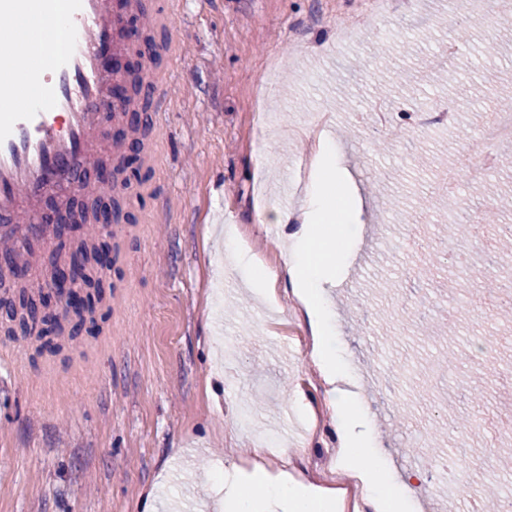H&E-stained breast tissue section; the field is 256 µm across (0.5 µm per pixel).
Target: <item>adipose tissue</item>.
<instances>
[{"label": "adipose tissue", "instance_id": "adipose-tissue-1", "mask_svg": "<svg viewBox=\"0 0 512 512\" xmlns=\"http://www.w3.org/2000/svg\"><path fill=\"white\" fill-rule=\"evenodd\" d=\"M64 27L63 13L35 12L19 18L17 26L0 29V40L18 48L14 81L27 84L32 70L44 64ZM318 176L310 186L305 206L297 211L272 209L274 223L294 226V247L279 271L258 275L256 292L278 302L280 281H287L302 303L312 336L311 357L327 386V402L338 415L337 451L333 468L354 473L363 488V501L371 512H411V489L396 478L374 450V435L355 393L345 389L349 365L335 345L336 318L325 299L324 288L347 255L346 247H332L327 228L347 227L362 221V208L349 189V180L337 162L333 142L320 135L313 153ZM223 512H336V491L296 481L291 474L268 472L260 463L225 473ZM259 489L254 498L243 497L244 488Z\"/></svg>", "mask_w": 512, "mask_h": 512}]
</instances>
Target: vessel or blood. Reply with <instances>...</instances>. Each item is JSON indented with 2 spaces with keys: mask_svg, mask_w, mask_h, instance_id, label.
Instances as JSON below:
<instances>
[{
  "mask_svg": "<svg viewBox=\"0 0 512 512\" xmlns=\"http://www.w3.org/2000/svg\"><path fill=\"white\" fill-rule=\"evenodd\" d=\"M69 37L32 75L28 104L0 113V216L14 219L0 250L21 252L44 232L41 204L62 186L83 188L97 163L103 126L126 104L112 99L123 80L127 48L117 0H66ZM111 47L115 66L104 69L100 52ZM17 53L0 45V103L13 102Z\"/></svg>",
  "mask_w": 512,
  "mask_h": 512,
  "instance_id": "vessel-or-blood-1",
  "label": "vessel or blood"
}]
</instances>
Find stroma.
Wrapping results in <instances>:
<instances>
[{"label": "stroma", "mask_w": 512, "mask_h": 512, "mask_svg": "<svg viewBox=\"0 0 512 512\" xmlns=\"http://www.w3.org/2000/svg\"><path fill=\"white\" fill-rule=\"evenodd\" d=\"M153 35L152 126L117 194L112 294L94 333L60 352L0 317V512H211L217 467L252 459L258 435L279 438L270 470H323L336 449L321 379L299 343L309 329L276 310L227 268L224 230L281 265L292 242L253 222L254 202L298 207L285 193L319 113L364 202L355 250L329 299L336 340L354 371L381 450L412 484L417 512H480L486 462L500 463L496 429L512 422V321L492 299L459 309L448 288L454 248L485 268L494 244L493 197L462 183L447 209L422 208L438 173L460 158L499 156L492 178L512 186V145L480 140L512 97V11L483 4L457 25L448 0H413L382 31L339 40L370 0H145ZM458 53L437 58L449 36ZM452 104L454 118L423 134L376 129L377 103L412 112ZM477 226L448 238V222ZM428 225L442 255L434 280L407 239ZM414 306H406L404 298ZM447 313L452 333L425 332L419 312ZM234 342L226 351V342ZM454 354V376L435 363ZM415 371L403 376L399 361ZM302 393L311 414L293 403ZM485 427L473 432L466 414ZM439 431L435 461L417 431Z\"/></svg>", "instance_id": "35a3bbf8"}]
</instances>
